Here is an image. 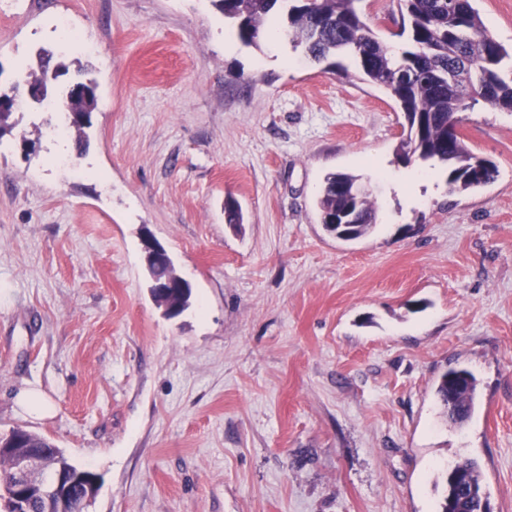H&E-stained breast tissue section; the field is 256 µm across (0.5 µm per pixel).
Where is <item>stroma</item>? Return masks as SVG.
<instances>
[{
	"mask_svg": "<svg viewBox=\"0 0 512 512\" xmlns=\"http://www.w3.org/2000/svg\"><path fill=\"white\" fill-rule=\"evenodd\" d=\"M474 6L511 47L512 0ZM358 7L403 47L397 0ZM43 49L70 69L55 93L84 67L98 105L81 151L24 100L0 137V433L98 473L85 512H439L434 478L462 457L512 512V112L462 114L493 182L441 175L411 203L402 116L350 58L328 71L273 27L244 45L211 0H0V88ZM332 172L371 189L369 235L324 230ZM146 232L192 286L177 317ZM455 367L478 380L461 427L435 396ZM29 386L52 416L19 408ZM6 438H8L9 442H11L10 447H13V445L16 444L20 446V448L18 449H22L25 447H39L36 449L49 456L52 461H61L62 464L65 466L66 470L81 469V466L74 464L67 457H64V455L57 449V447L51 441L47 440L46 438L40 435L22 429H13L8 434H1L0 442L4 441ZM58 454L61 456L60 460L56 459V456ZM84 471L87 474L93 473L89 470Z\"/></svg>",
	"mask_w": 512,
	"mask_h": 512,
	"instance_id": "35a3bbf8",
	"label": "stroma"
}]
</instances>
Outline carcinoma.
Masks as SVG:
<instances>
[{"label":"carcinoma","mask_w":512,"mask_h":512,"mask_svg":"<svg viewBox=\"0 0 512 512\" xmlns=\"http://www.w3.org/2000/svg\"><path fill=\"white\" fill-rule=\"evenodd\" d=\"M358 0H212L231 22L239 40L258 45L266 21L276 12L286 17L284 37L293 49L322 63L346 54L351 56L362 80L384 90L404 116L402 133L395 146V159L407 165L431 163L448 171V186L455 191H473L494 181L496 165L468 148L461 137L448 138V122L461 120L460 113L484 104L512 111V49L497 42L486 29L473 0H456V13L448 15V0H398L407 18L399 35H407L404 48L394 56L389 46L362 18ZM39 71L28 75L30 84L42 87L43 100L51 94L49 69L53 54H38ZM97 99L67 100L68 110L78 114L96 109ZM358 177L329 173L317 201L320 221L329 234L349 241L369 234L376 224L377 206L371 193H357ZM436 396L453 424L466 421L476 403L478 383L465 368L442 374ZM37 447L51 460H60L68 470L79 466L46 438L22 429L0 435V442ZM441 512H481L484 492L477 462L462 458L442 477ZM76 512V503H61L55 497H39L27 512Z\"/></svg>","instance_id":"carcinoma-1"}]
</instances>
